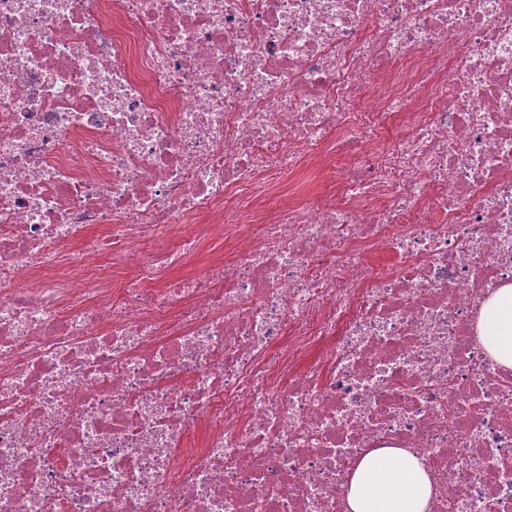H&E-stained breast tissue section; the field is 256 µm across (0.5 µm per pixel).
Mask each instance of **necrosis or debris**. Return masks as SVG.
Segmentation results:
<instances>
[{"label": "necrosis or debris", "instance_id": "obj_1", "mask_svg": "<svg viewBox=\"0 0 512 512\" xmlns=\"http://www.w3.org/2000/svg\"><path fill=\"white\" fill-rule=\"evenodd\" d=\"M329 156L335 195L267 208ZM201 216L229 259L122 268ZM506 283L512 0H0V512H348L389 447L427 512H512ZM157 241H134L126 246L122 263L127 271L138 274L153 288L161 285L169 278L186 276L198 271L203 265V257L198 253H183L182 249L169 245L170 263L158 267L150 261V253ZM477 332L492 361L512 369V284L498 288L482 302ZM319 318L316 308H312L306 315L305 329L309 334V344L304 350L296 351L286 346L287 344H281L268 351L259 367L271 382H285L289 376L298 373L306 361L322 354L323 347L316 335Z\"/></svg>", "mask_w": 512, "mask_h": 512}]
</instances>
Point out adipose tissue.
I'll return each instance as SVG.
<instances>
[{
	"mask_svg": "<svg viewBox=\"0 0 512 512\" xmlns=\"http://www.w3.org/2000/svg\"><path fill=\"white\" fill-rule=\"evenodd\" d=\"M478 337L492 359L512 369V284L479 309ZM433 484L421 459L405 448H380L363 457L349 485L350 512H426Z\"/></svg>",
	"mask_w": 512,
	"mask_h": 512,
	"instance_id": "obj_1",
	"label": "adipose tissue"
}]
</instances>
